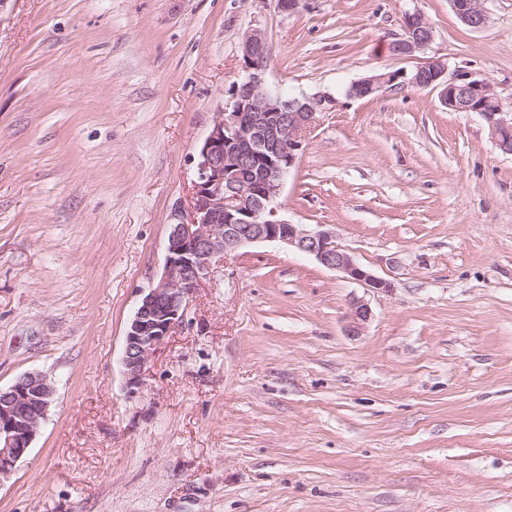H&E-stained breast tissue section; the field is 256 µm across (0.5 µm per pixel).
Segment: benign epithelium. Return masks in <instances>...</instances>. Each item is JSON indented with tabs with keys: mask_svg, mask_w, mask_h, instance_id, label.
Returning a JSON list of instances; mask_svg holds the SVG:
<instances>
[{
	"mask_svg": "<svg viewBox=\"0 0 512 512\" xmlns=\"http://www.w3.org/2000/svg\"><path fill=\"white\" fill-rule=\"evenodd\" d=\"M487 0H450L465 25L484 27ZM435 31L419 10L405 13L402 32L389 44L396 58L425 52ZM272 45L265 32L251 30L242 43L243 81L229 90L230 104L217 118L193 157L189 210L172 214L159 279L145 292L128 325L122 366L133 394L150 372L154 351L182 327L197 291L214 266L253 244H272L310 255L376 292L389 282L371 274L336 243L335 232L318 224L308 228L281 218L277 198L296 165L315 114L325 98L290 97L267 84ZM410 86L438 92L450 112H475L486 121L496 148L512 155V115L504 112L494 85L472 74L448 75L438 57H423L410 73L392 71L352 82L347 97L364 99L385 89ZM249 167L250 181L239 178ZM371 310L359 299L349 304L346 331L362 333ZM53 384L39 372H27L0 388V479L28 454L54 401Z\"/></svg>",
	"mask_w": 512,
	"mask_h": 512,
	"instance_id": "1",
	"label": "benign epithelium"
}]
</instances>
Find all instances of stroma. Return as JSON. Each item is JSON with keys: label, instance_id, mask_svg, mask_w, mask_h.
<instances>
[{"label": "stroma", "instance_id": "1", "mask_svg": "<svg viewBox=\"0 0 512 512\" xmlns=\"http://www.w3.org/2000/svg\"><path fill=\"white\" fill-rule=\"evenodd\" d=\"M486 7L472 29L449 0L0 5V388H56L0 512H512V156L437 92L345 95L415 68L387 46L417 8L427 56L512 113V0ZM254 28L272 87L331 99L281 216L391 289L243 248L129 393L128 325ZM370 318L371 310L368 305L359 299H352L349 304L346 331L352 336L361 334Z\"/></svg>", "mask_w": 512, "mask_h": 512}]
</instances>
